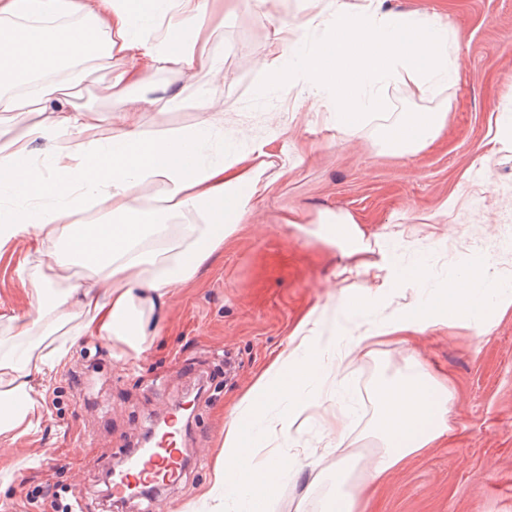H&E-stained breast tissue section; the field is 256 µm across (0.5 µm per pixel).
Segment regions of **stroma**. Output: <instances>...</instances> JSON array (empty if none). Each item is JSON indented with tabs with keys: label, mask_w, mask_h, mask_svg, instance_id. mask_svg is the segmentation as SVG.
I'll use <instances>...</instances> for the list:
<instances>
[{
	"label": "stroma",
	"mask_w": 512,
	"mask_h": 512,
	"mask_svg": "<svg viewBox=\"0 0 512 512\" xmlns=\"http://www.w3.org/2000/svg\"><path fill=\"white\" fill-rule=\"evenodd\" d=\"M383 11L437 19L448 28L453 79L419 97L392 85L385 113L350 128L336 123L329 92L291 82L255 101L268 64L285 66L274 34L278 23L305 24V37L328 29L307 0H276L270 18L249 0H226L208 15V53L223 69L216 109L233 125L211 133L203 158L235 150L252 154L263 173L252 207L196 278L173 289L162 329L139 359H119L111 343L78 341L70 362L36 381L43 419L38 433L0 452V512H39L25 490L50 483L68 488L89 512H111L102 482L131 451L150 421L167 415L198 383L206 388L180 444L191 455L183 480L163 490L157 512H188L207 484L224 440V416L252 384L271 353L310 310H324L325 333L349 330L391 312L445 297L449 282L489 260L488 275L470 293L485 300L482 334L458 324L422 325L406 344L339 361L325 354L319 393L340 408L362 438L374 414L380 369L422 363L452 381L451 432L411 456L374 485L363 512H512V310L490 300L512 280V0H384ZM211 86L208 68L170 65L144 82L111 93L92 75L78 106L106 118L138 112L146 131L189 129L205 118L197 99ZM177 102H169L170 94ZM447 111L435 140L396 154L382 141L384 125L404 112ZM353 217L371 259L394 263L378 277H338L348 259L324 238L327 225ZM25 243L0 256V313L27 301L17 276ZM421 266L422 279L393 280L395 269ZM367 307L337 317L340 299ZM312 458L336 460V441L317 417L295 434ZM316 471L281 478L268 512H320L310 492Z\"/></svg>",
	"instance_id": "35a3bbf8"
}]
</instances>
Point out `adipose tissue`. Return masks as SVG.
I'll return each instance as SVG.
<instances>
[{
	"label": "adipose tissue",
	"instance_id": "ef3b65f1",
	"mask_svg": "<svg viewBox=\"0 0 512 512\" xmlns=\"http://www.w3.org/2000/svg\"><path fill=\"white\" fill-rule=\"evenodd\" d=\"M206 0H0V113L27 120L23 135L0 148V190L23 188L24 202L0 213V252L25 242L36 262L18 271L28 306L6 315L9 340L0 339V443L39 431L43 414L33 385L64 367L77 338L95 336L141 354L161 328L173 289L193 280L224 247L250 209L259 165L248 154L221 162L180 161L183 148H199L204 130L223 126L224 115L199 100L208 117L202 127L164 136L146 133L135 113L100 126L88 110L69 101V91L92 70L107 71L108 86L144 81L141 59L153 66L192 64L206 36ZM48 112L49 122L36 120ZM445 113H405L384 126L393 152L430 141ZM41 150L46 168L33 164ZM152 186L164 193L165 212L191 215L179 227L182 244L166 245L168 227L156 223L145 205ZM99 212L115 223H76L77 215ZM80 266L84 283L72 284ZM474 301L456 285L447 303L371 323L344 345L342 359L397 338L418 321L430 325L469 319ZM322 314H309L235 406L224 424V442L207 489L195 512H226L234 489L249 491V503L265 512L280 476L291 473L293 456L255 451L245 418L280 410L270 430L283 438L303 415L320 413L340 448L354 447L344 415L321 411L317 392L303 386L319 375L324 354ZM454 393L422 364L412 363L385 380L377 392L376 417L366 435L374 451L368 468L346 479L344 469L325 478L324 512H358L362 489L449 431Z\"/></svg>",
	"mask_w": 512,
	"mask_h": 512
}]
</instances>
